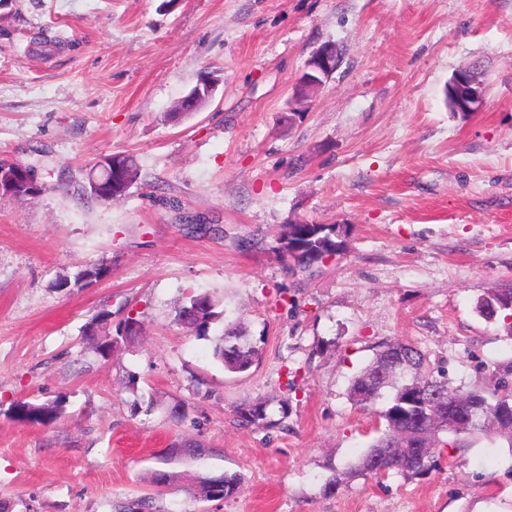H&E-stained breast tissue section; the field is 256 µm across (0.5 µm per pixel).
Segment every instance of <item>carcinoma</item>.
Listing matches in <instances>:
<instances>
[{"instance_id": "carcinoma-1", "label": "carcinoma", "mask_w": 512, "mask_h": 512, "mask_svg": "<svg viewBox=\"0 0 512 512\" xmlns=\"http://www.w3.org/2000/svg\"><path fill=\"white\" fill-rule=\"evenodd\" d=\"M460 74L455 73L444 89L445 103L454 112L460 105L457 84ZM120 167V174L111 183H105L91 199L111 203L123 198L129 187L139 178L137 160L123 153L110 155ZM42 193L26 179L14 186L13 198L26 202ZM279 249L288 254L301 268L340 253L344 240L340 226L336 224H283L277 237ZM104 269L93 266L85 269L70 282L60 278L54 288L64 289L71 285L99 278ZM217 304L206 293L192 294L179 308L178 320L201 335L206 333L216 320ZM476 310L485 320L503 321L508 336L512 337V285L491 289L476 305ZM214 356L231 373H243L261 358V348L238 328L227 327L224 336L214 348ZM495 383L491 387L474 386L464 388L453 385L445 370L434 371L426 363L425 355L418 348L402 340L385 342L379 346L367 367L361 369L350 381L348 396L352 403L363 409L382 403L375 414L385 421V429L373 437L366 451L340 475L330 479L325 488L336 489L342 477L368 476L384 478L392 473L416 478L424 476L436 467L437 451L444 449L461 452L468 447L466 437L487 432L489 414L512 411V358L495 366ZM443 399L459 397L464 402V413L470 419L468 431L454 434L442 428L436 432L433 448L422 458H410L408 447H397L395 429L407 431L408 442L420 441L427 432L426 421L433 412L432 396ZM265 399L245 400L236 408L239 421L246 426L266 428L270 425ZM60 409L56 405H35L17 401L11 407V415L21 421L47 423L53 421Z\"/></svg>"}]
</instances>
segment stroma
Segmentation results:
<instances>
[{
  "label": "stroma",
  "instance_id": "obj_1",
  "mask_svg": "<svg viewBox=\"0 0 512 512\" xmlns=\"http://www.w3.org/2000/svg\"><path fill=\"white\" fill-rule=\"evenodd\" d=\"M326 43L340 66L285 124ZM473 64L485 102L464 118L444 88ZM206 71L212 99L169 119ZM111 153L140 176L102 204L86 177ZM1 158L46 189L0 196V512H121L159 471L175 480L156 512H512L499 436L421 478L325 490L373 437L348 387L378 345L412 343L465 386L512 355L475 311L512 284V0H5ZM187 215L211 233L187 234ZM302 221L340 225L341 254L296 266L276 238ZM90 265L105 275L55 289ZM193 292L217 303L204 336L176 320ZM104 309L106 329L142 322L106 357L87 333ZM232 326L262 348L243 373L213 356ZM255 398L267 428L237 421ZM18 400L61 413L21 423ZM226 472L233 497L191 496Z\"/></svg>",
  "mask_w": 512,
  "mask_h": 512
}]
</instances>
